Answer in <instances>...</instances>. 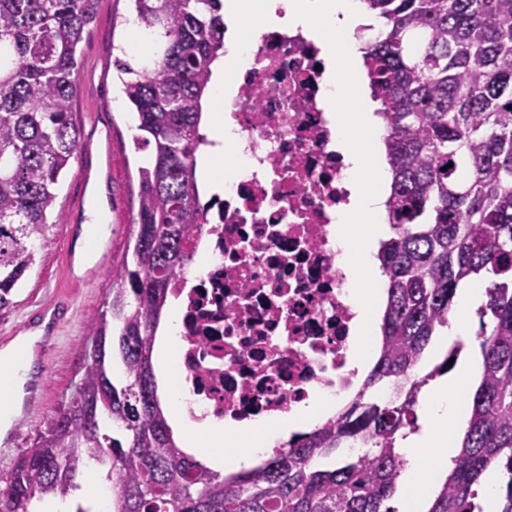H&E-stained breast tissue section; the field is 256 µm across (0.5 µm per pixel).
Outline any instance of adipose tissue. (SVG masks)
<instances>
[{
	"label": "adipose tissue",
	"mask_w": 512,
	"mask_h": 512,
	"mask_svg": "<svg viewBox=\"0 0 512 512\" xmlns=\"http://www.w3.org/2000/svg\"><path fill=\"white\" fill-rule=\"evenodd\" d=\"M257 11L270 24L300 28L324 50L327 86L344 91L361 83L364 66L362 28L373 26L358 0H224V56L219 75L213 80L209 116V138L224 141V102L236 94L225 73L238 65L240 29L249 11ZM376 104L364 99L362 112L339 117L336 124V149L343 157L350 203L339 216L336 238L343 250L342 269L353 288L352 299L359 308L355 335L346 363L347 370L364 376L371 363L377 338L372 317L380 300V272L372 260L378 241L387 233L385 196L381 190L387 179L382 162H370L367 141L380 119ZM484 282L472 280L462 285L456 310L448 323L449 339H465L471 334L470 314L485 299ZM178 324L169 321L158 341L157 361L161 368L160 390L171 406V427L176 437L195 447L215 469L230 472L254 466L258 455L272 451L293 434L314 429L345 402L347 393L329 396L313 392L297 405L291 416L265 418L255 422L222 424L211 419L194 420L189 413L191 399L185 382H173L172 358L180 344ZM34 337H18L0 350V427L9 426L17 414L23 385L29 378ZM476 365L461 369L451 383L432 385L417 408L416 431L399 440L405 461L401 474L404 496L398 512H418L431 487V477L444 473L457 456L459 438L467 425L470 406L466 391L476 373Z\"/></svg>",
	"instance_id": "obj_1"
}]
</instances>
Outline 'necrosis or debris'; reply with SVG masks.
<instances>
[{
	"label": "necrosis or debris",
	"mask_w": 512,
	"mask_h": 512,
	"mask_svg": "<svg viewBox=\"0 0 512 512\" xmlns=\"http://www.w3.org/2000/svg\"><path fill=\"white\" fill-rule=\"evenodd\" d=\"M320 53L303 32L259 22L233 76V171L184 241L202 272L173 288L178 365L205 418L285 416L313 389L351 384L339 371L356 313L335 233L350 192Z\"/></svg>",
	"instance_id": "necrosis-or-debris-1"
}]
</instances>
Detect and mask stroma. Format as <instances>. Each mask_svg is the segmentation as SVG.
Here are the masks:
<instances>
[{
    "label": "stroma",
    "instance_id": "obj_1",
    "mask_svg": "<svg viewBox=\"0 0 512 512\" xmlns=\"http://www.w3.org/2000/svg\"><path fill=\"white\" fill-rule=\"evenodd\" d=\"M131 0H101L96 21L79 47L81 65L76 75L72 119L81 139L68 175L57 195L60 219L49 225L37 245L36 264L9 306L0 309V349L18 336L36 329L40 308L63 294L73 303L62 311L53 335L36 350V376L43 383V397L34 412L17 417V442L0 447V475H7L17 458L30 448L43 428L44 419L69 401L84 372L88 324L106 306L112 281L121 271L132 247V220L138 209V169L148 159L136 149L135 117L127 105L119 81L117 62L132 66L148 61L152 47L133 46ZM109 128L111 144L88 142L91 125ZM101 209L107 232L101 246L83 268L66 271L67 242L71 226L89 223L93 209Z\"/></svg>",
    "mask_w": 512,
    "mask_h": 512
}]
</instances>
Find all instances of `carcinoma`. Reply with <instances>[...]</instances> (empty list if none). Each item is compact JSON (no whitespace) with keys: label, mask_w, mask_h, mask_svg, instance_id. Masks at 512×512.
Returning a JSON list of instances; mask_svg holds the SVG:
<instances>
[{"label":"carcinoma","mask_w":512,"mask_h":512,"mask_svg":"<svg viewBox=\"0 0 512 512\" xmlns=\"http://www.w3.org/2000/svg\"><path fill=\"white\" fill-rule=\"evenodd\" d=\"M155 38L146 66L117 62L137 114L140 167L130 259L70 400L0 478V512H32L81 490L89 462L112 512H395L403 430L418 395L454 349L415 370L448 323L456 288L488 276L479 310L482 372L458 456L428 512H484L483 473L501 475L496 512H512V0H363L381 21L365 45L369 88L390 165L392 236L377 259L388 278L378 360L331 424L295 436L251 470L224 475L186 452L160 406L153 350L183 242L202 224L196 177L203 103L224 55L222 0H133ZM99 0H0V308L36 264L80 133L71 119L78 46ZM394 390L379 399L376 390ZM359 442L332 467L326 459Z\"/></svg>","instance_id":"cac0c4a2"}]
</instances>
